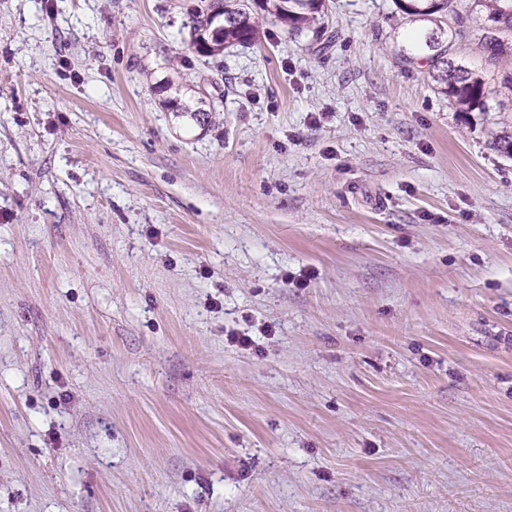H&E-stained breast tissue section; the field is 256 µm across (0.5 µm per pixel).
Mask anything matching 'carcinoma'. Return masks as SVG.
<instances>
[{
	"label": "carcinoma",
	"instance_id": "cac0c4a2",
	"mask_svg": "<svg viewBox=\"0 0 512 512\" xmlns=\"http://www.w3.org/2000/svg\"><path fill=\"white\" fill-rule=\"evenodd\" d=\"M401 18L423 23L427 28L415 33L410 50L400 57L412 63L427 53V63L440 93L454 99L458 110L487 111L488 98L497 90L487 87L483 75L454 62L457 44L466 40L486 55V63L495 65L512 50V0H473V9L463 13L458 0H393ZM274 25H282L294 37L307 33L317 38L325 28V0H195L187 9L190 45L201 56L216 58L235 45H249L259 35L258 17L253 5ZM221 37H209L213 27ZM215 110L214 104L199 98L178 108L198 119Z\"/></svg>",
	"mask_w": 512,
	"mask_h": 512
}]
</instances>
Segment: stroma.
<instances>
[{
	"instance_id": "35a3bbf8",
	"label": "stroma",
	"mask_w": 512,
	"mask_h": 512,
	"mask_svg": "<svg viewBox=\"0 0 512 512\" xmlns=\"http://www.w3.org/2000/svg\"><path fill=\"white\" fill-rule=\"evenodd\" d=\"M190 2L0 0V512H512V54ZM254 4L294 37L310 32L318 39L325 28V0H196L187 9L192 48L200 56L216 58L228 47L253 43L259 35ZM214 26H220V38L209 37Z\"/></svg>"
}]
</instances>
